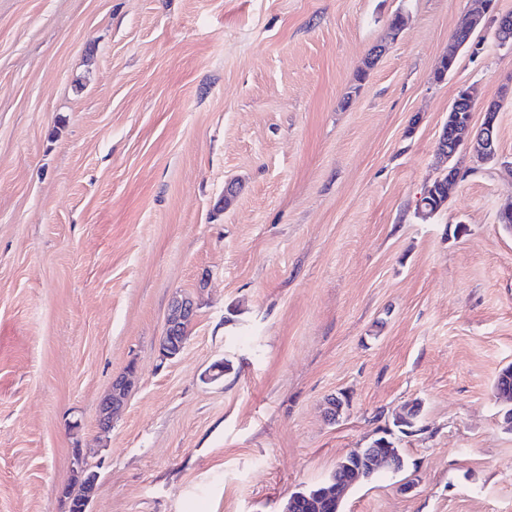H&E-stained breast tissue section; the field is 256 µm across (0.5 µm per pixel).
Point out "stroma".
Here are the masks:
<instances>
[{
	"label": "stroma",
	"instance_id": "obj_1",
	"mask_svg": "<svg viewBox=\"0 0 512 512\" xmlns=\"http://www.w3.org/2000/svg\"><path fill=\"white\" fill-rule=\"evenodd\" d=\"M475 6L0 0V512H64L78 449L98 474L87 512H281L413 401L404 469L343 512H512L495 396L512 365V48L477 31L434 77ZM465 88L502 103L499 157L458 153L425 221ZM179 292L197 312L165 361ZM334 396L349 404L331 421ZM127 372L117 377L112 383V389L101 401L98 412V426L101 431L107 432L112 427L114 416L123 407L129 392L130 380Z\"/></svg>",
	"mask_w": 512,
	"mask_h": 512
}]
</instances>
